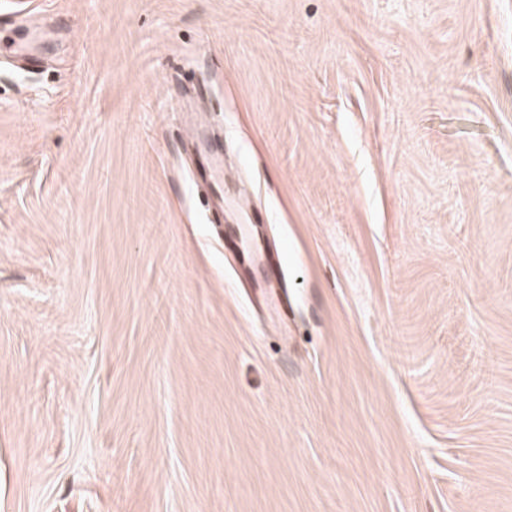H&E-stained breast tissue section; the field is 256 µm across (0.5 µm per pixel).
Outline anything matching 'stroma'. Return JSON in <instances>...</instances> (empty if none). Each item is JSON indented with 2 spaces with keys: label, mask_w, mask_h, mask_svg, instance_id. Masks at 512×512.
<instances>
[{
  "label": "stroma",
  "mask_w": 512,
  "mask_h": 512,
  "mask_svg": "<svg viewBox=\"0 0 512 512\" xmlns=\"http://www.w3.org/2000/svg\"><path fill=\"white\" fill-rule=\"evenodd\" d=\"M0 512H512V0H0Z\"/></svg>",
  "instance_id": "stroma-1"
}]
</instances>
